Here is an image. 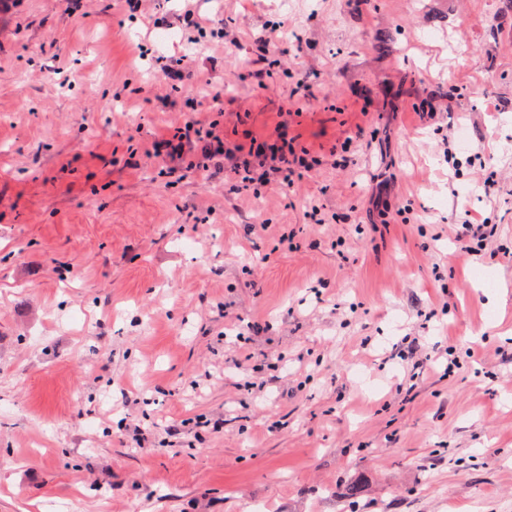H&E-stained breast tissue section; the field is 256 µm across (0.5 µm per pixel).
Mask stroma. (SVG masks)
I'll use <instances>...</instances> for the list:
<instances>
[{
	"label": "stroma",
	"mask_w": 512,
	"mask_h": 512,
	"mask_svg": "<svg viewBox=\"0 0 512 512\" xmlns=\"http://www.w3.org/2000/svg\"><path fill=\"white\" fill-rule=\"evenodd\" d=\"M200 14L239 42L210 49L197 119L234 143L298 101L288 123L320 170L255 198L227 170L128 166L184 120L154 93L181 89L141 57L172 43L118 0L90 17L67 0L0 6V512H512V11L202 0ZM268 24L296 71L265 63ZM126 83L140 94L113 102ZM465 221L496 231L478 255L453 238ZM283 228L295 248H277ZM249 323L251 361L225 368ZM409 339L432 358L417 381ZM275 357L277 389L240 390ZM132 417L155 447H130Z\"/></svg>",
	"instance_id": "1"
}]
</instances>
